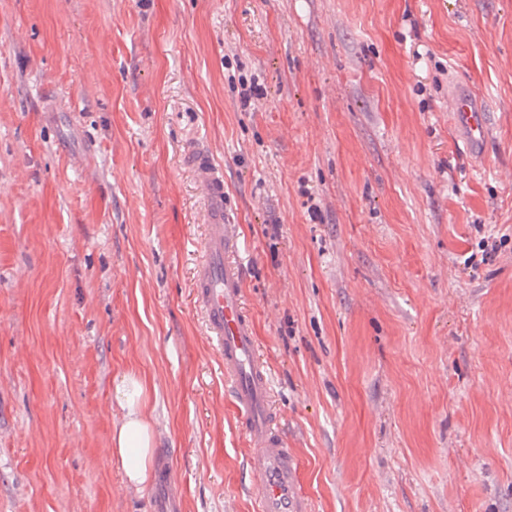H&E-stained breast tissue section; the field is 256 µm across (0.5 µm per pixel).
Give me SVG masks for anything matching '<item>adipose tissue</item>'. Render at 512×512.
Returning a JSON list of instances; mask_svg holds the SVG:
<instances>
[{"instance_id": "obj_1", "label": "adipose tissue", "mask_w": 512, "mask_h": 512, "mask_svg": "<svg viewBox=\"0 0 512 512\" xmlns=\"http://www.w3.org/2000/svg\"><path fill=\"white\" fill-rule=\"evenodd\" d=\"M153 387L147 377L129 369L114 378L113 398L123 412L112 428V455L129 487L144 489L153 478L156 434L150 412Z\"/></svg>"}]
</instances>
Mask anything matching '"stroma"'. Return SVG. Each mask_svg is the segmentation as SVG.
<instances>
[{
    "label": "stroma",
    "instance_id": "obj_1",
    "mask_svg": "<svg viewBox=\"0 0 512 512\" xmlns=\"http://www.w3.org/2000/svg\"><path fill=\"white\" fill-rule=\"evenodd\" d=\"M195 141L312 512H512V0H0V512H254L192 298ZM130 368L170 451L140 492ZM240 89L237 90V102L243 110H250L255 100L263 97L261 84L257 77L251 76L249 82L243 78L239 79ZM451 100L454 122L464 134L467 149L474 154L481 153L490 134L482 102L465 88L453 91ZM152 390L147 377L129 369L114 377L113 398L123 411L122 420L112 428V456L119 462L124 481L136 490L153 478L156 434L150 412Z\"/></svg>",
    "mask_w": 512,
    "mask_h": 512
}]
</instances>
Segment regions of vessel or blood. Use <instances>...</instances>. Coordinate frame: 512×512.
Wrapping results in <instances>:
<instances>
[{
  "label": "vessel or blood",
  "mask_w": 512,
  "mask_h": 512,
  "mask_svg": "<svg viewBox=\"0 0 512 512\" xmlns=\"http://www.w3.org/2000/svg\"><path fill=\"white\" fill-rule=\"evenodd\" d=\"M454 122L467 149L481 153L490 134L488 116L474 94L452 92ZM204 201L206 238L193 292L202 307L224 376L238 409L241 426L253 450L254 479L248 493L256 512H310L298 482L299 461L288 438L275 423L269 374L256 356L254 330L243 311V274L232 259L238 225L224 216V173L202 142L188 145L183 155Z\"/></svg>",
  "instance_id": "b4317fda"
}]
</instances>
